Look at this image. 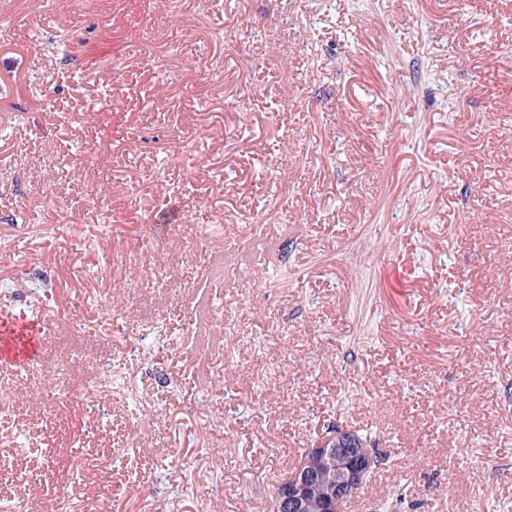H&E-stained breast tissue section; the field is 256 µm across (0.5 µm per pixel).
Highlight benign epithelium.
I'll return each mask as SVG.
<instances>
[{"label": "benign epithelium", "instance_id": "7a95c632", "mask_svg": "<svg viewBox=\"0 0 512 512\" xmlns=\"http://www.w3.org/2000/svg\"><path fill=\"white\" fill-rule=\"evenodd\" d=\"M358 442V434L351 429L328 427L320 432L305 451V459L277 484L280 512H300L313 463L326 456L344 454L350 458V467L336 476L335 492L326 503L327 512H342L343 504L358 492L373 470L374 462L357 454Z\"/></svg>", "mask_w": 512, "mask_h": 512}]
</instances>
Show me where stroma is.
Instances as JSON below:
<instances>
[{
  "label": "stroma",
  "mask_w": 512,
  "mask_h": 512,
  "mask_svg": "<svg viewBox=\"0 0 512 512\" xmlns=\"http://www.w3.org/2000/svg\"><path fill=\"white\" fill-rule=\"evenodd\" d=\"M5 2L0 512H512V0ZM360 441L363 447L357 448L356 452L359 442L356 431L343 427H327L320 432L305 451V459L300 460L276 485L280 511L300 512L304 490L312 476L310 468L313 462L330 456L316 466L314 477L307 486L303 512H322L325 504L327 512H342L343 504L358 492L373 470L372 459L363 456L374 454V448H368L372 446L368 444L367 436H362ZM335 454H344L350 458V467L337 476L345 467L346 460L331 456ZM335 480L336 488L331 497Z\"/></svg>",
  "instance_id": "1"
}]
</instances>
